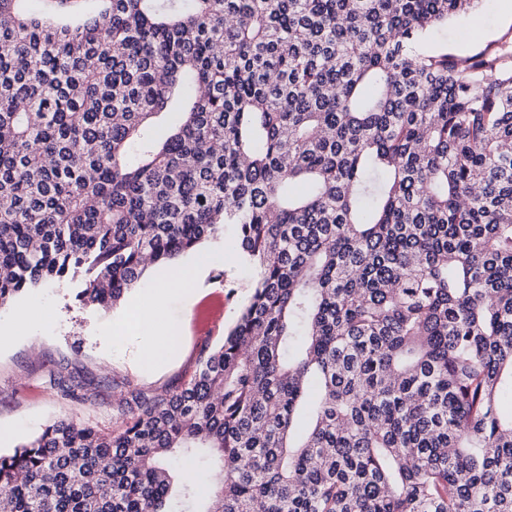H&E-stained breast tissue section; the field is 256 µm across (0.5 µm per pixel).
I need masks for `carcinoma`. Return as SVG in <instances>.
Here are the masks:
<instances>
[{
  "instance_id": "cac0c4a2",
  "label": "carcinoma",
  "mask_w": 512,
  "mask_h": 512,
  "mask_svg": "<svg viewBox=\"0 0 512 512\" xmlns=\"http://www.w3.org/2000/svg\"><path fill=\"white\" fill-rule=\"evenodd\" d=\"M0 0V307L108 310L231 227L248 302L186 385L0 454L6 512H512V50L476 0ZM223 480L173 494L175 455ZM502 4L501 0H482L472 13L450 20L448 26L434 31L428 39L429 44L452 53L461 48L476 53L487 46L511 43L512 16L509 10H504ZM475 24L483 29V39H473L470 36Z\"/></svg>"
}]
</instances>
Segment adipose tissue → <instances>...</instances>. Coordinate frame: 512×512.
I'll use <instances>...</instances> for the list:
<instances>
[{
	"label": "adipose tissue",
	"instance_id": "1",
	"mask_svg": "<svg viewBox=\"0 0 512 512\" xmlns=\"http://www.w3.org/2000/svg\"><path fill=\"white\" fill-rule=\"evenodd\" d=\"M206 269L203 265H185L161 274L145 302L137 305L132 323H120L113 328L114 337L132 333L143 341L140 357L149 364L164 361L176 350L178 328L166 313L170 296L182 297L186 304H193L204 292Z\"/></svg>",
	"mask_w": 512,
	"mask_h": 512
}]
</instances>
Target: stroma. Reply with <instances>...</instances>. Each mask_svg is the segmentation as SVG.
I'll return each instance as SVG.
<instances>
[{"mask_svg":"<svg viewBox=\"0 0 512 512\" xmlns=\"http://www.w3.org/2000/svg\"><path fill=\"white\" fill-rule=\"evenodd\" d=\"M428 42L436 48L456 52L465 48L476 53L487 47L512 42V13L502 0H480L476 9L450 20L434 31ZM214 257L207 282L224 294V315L200 335L191 327L180 350L166 364L146 368L137 361L138 340L112 342L106 328L129 318L134 304L143 300L155 274L146 272L115 307L92 312L75 299L77 284L47 285L22 294L14 305L0 308V322L15 307L47 303L55 308L52 321L23 330L0 346V429L10 430L0 442V453L41 433L48 425L68 419L109 433L129 421L132 394L154 401L159 394L180 389L198 368L202 350L221 343L235 323L250 294L252 272L243 263L232 235L207 244ZM74 378L82 386L80 398L65 395L59 381Z\"/></svg>","mask_w":512,"mask_h":512,"instance_id":"obj_1","label":"stroma"}]
</instances>
